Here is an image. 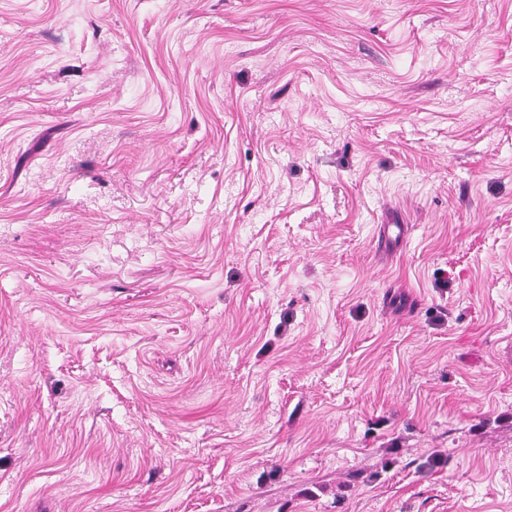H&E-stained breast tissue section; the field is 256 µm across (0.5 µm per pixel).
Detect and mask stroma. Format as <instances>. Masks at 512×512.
<instances>
[{
	"instance_id": "obj_1",
	"label": "stroma",
	"mask_w": 512,
	"mask_h": 512,
	"mask_svg": "<svg viewBox=\"0 0 512 512\" xmlns=\"http://www.w3.org/2000/svg\"><path fill=\"white\" fill-rule=\"evenodd\" d=\"M0 512H512V0H0Z\"/></svg>"
}]
</instances>
